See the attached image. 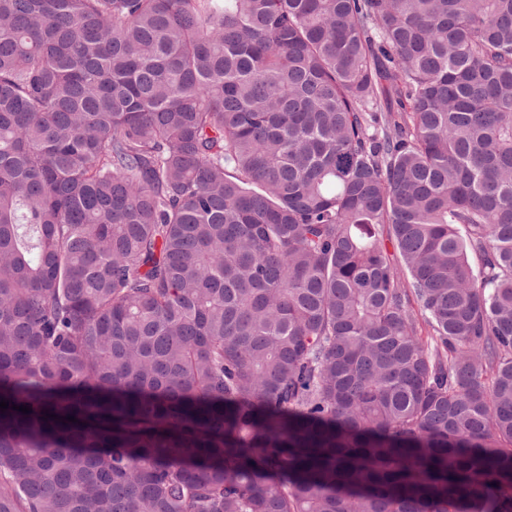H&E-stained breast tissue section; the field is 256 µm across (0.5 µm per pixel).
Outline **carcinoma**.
Segmentation results:
<instances>
[{"instance_id": "cac0c4a2", "label": "carcinoma", "mask_w": 512, "mask_h": 512, "mask_svg": "<svg viewBox=\"0 0 512 512\" xmlns=\"http://www.w3.org/2000/svg\"><path fill=\"white\" fill-rule=\"evenodd\" d=\"M1 400L0 512H512V0H0Z\"/></svg>"}]
</instances>
